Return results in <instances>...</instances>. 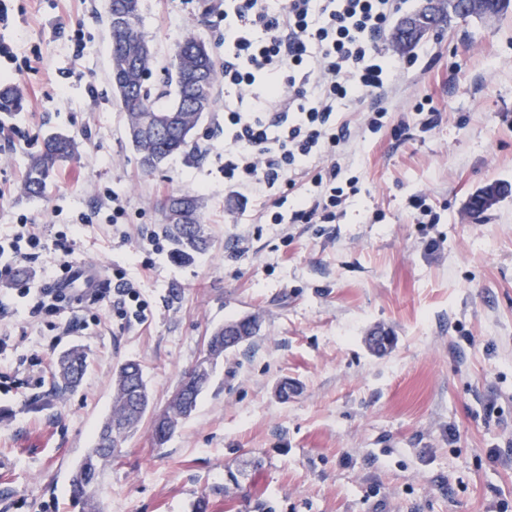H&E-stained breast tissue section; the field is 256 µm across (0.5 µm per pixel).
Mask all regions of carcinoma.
<instances>
[{
	"instance_id": "cac0c4a2",
	"label": "carcinoma",
	"mask_w": 512,
	"mask_h": 512,
	"mask_svg": "<svg viewBox=\"0 0 512 512\" xmlns=\"http://www.w3.org/2000/svg\"><path fill=\"white\" fill-rule=\"evenodd\" d=\"M141 13L142 0H106L112 90L125 112L128 140L138 156L140 169L150 175L174 154L202 156L203 150L192 130L201 115L214 105L218 68L209 45L186 34L176 44L165 84L161 87L148 84L155 56L152 41L140 27ZM25 102L20 86H0V112H20ZM79 160V145L73 135L57 132L45 136L27 168L23 193L29 197L45 196L56 170L64 163ZM178 198L185 205V222H165L162 233L174 245L178 257L189 259L208 244L202 200L188 193ZM86 367L87 353L83 349L64 352L53 376L55 395L62 396L77 388ZM192 378L191 370L182 376L181 397L169 399L163 412L176 413L197 406L202 391L196 388ZM145 388L143 371L137 361L130 360L113 369L111 413L97 432L96 446L79 462L72 483L74 495L84 499L89 512H96L95 494L104 466L118 456L122 444L146 417V408L138 409L135 403V393Z\"/></svg>"
}]
</instances>
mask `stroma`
Instances as JSON below:
<instances>
[{
  "label": "stroma",
  "mask_w": 512,
  "mask_h": 512,
  "mask_svg": "<svg viewBox=\"0 0 512 512\" xmlns=\"http://www.w3.org/2000/svg\"><path fill=\"white\" fill-rule=\"evenodd\" d=\"M105 0H0V85L23 87V111L0 121V261L31 277L55 266L58 235L74 265L121 275L141 319L107 301L54 344L63 321L23 310L0 275L9 346L0 364V512H87L76 464L112 407L116 365L139 361L155 410L224 322L257 317L258 335L225 353L210 388L168 443L149 422L124 443L97 492L101 512H512V196L480 219L465 204L512 183V8L451 17L411 50L383 99L340 108L358 132L342 158L358 192L330 224H257V201L224 180L223 84L195 129L205 155L170 157L142 176L109 83ZM142 25L163 83L175 42L192 33L224 54V0H143ZM440 120L424 129L415 105ZM78 137L45 197L22 190L43 137ZM204 201L208 250L175 257L159 203ZM422 196L436 217L419 223ZM121 218H113L114 206ZM46 242L35 262L9 251L21 226ZM160 240L161 250L151 240ZM389 331L374 352L367 337ZM88 368L52 396L58 357Z\"/></svg>",
  "instance_id": "obj_1"
}]
</instances>
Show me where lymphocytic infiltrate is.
<instances>
[{"label":"lymphocytic infiltrate","instance_id":"1","mask_svg":"<svg viewBox=\"0 0 512 512\" xmlns=\"http://www.w3.org/2000/svg\"><path fill=\"white\" fill-rule=\"evenodd\" d=\"M403 0H224V178L260 198L258 224L333 223L356 194L358 177L341 162L353 130L336 108L385 91L394 59L378 45ZM287 187V195L276 190ZM37 288L14 280L34 314L78 321L83 308L129 286L97 279L84 295L68 283L72 244Z\"/></svg>","mask_w":512,"mask_h":512}]
</instances>
